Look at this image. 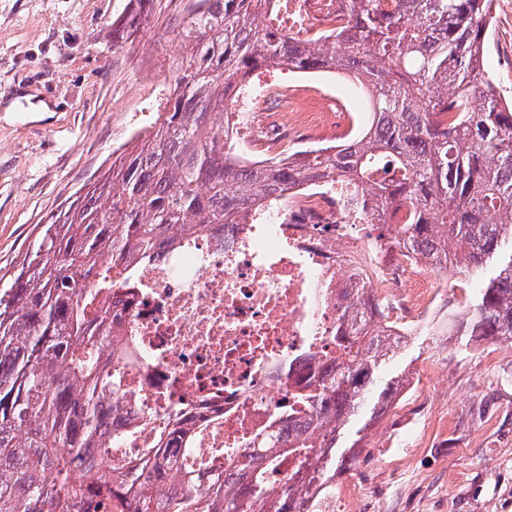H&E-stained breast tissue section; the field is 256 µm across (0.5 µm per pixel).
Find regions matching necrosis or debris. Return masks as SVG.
Masks as SVG:
<instances>
[{
    "instance_id": "4bbe7bcc",
    "label": "necrosis or debris",
    "mask_w": 512,
    "mask_h": 512,
    "mask_svg": "<svg viewBox=\"0 0 512 512\" xmlns=\"http://www.w3.org/2000/svg\"><path fill=\"white\" fill-rule=\"evenodd\" d=\"M265 18L273 29L300 23L302 38L323 41L345 13L338 0H277ZM265 95L249 82L234 91L235 128L252 133L240 159L276 161L343 138L326 100L285 91L281 112L271 114ZM373 212L360 188L334 178L250 208L238 223L162 240L148 261L126 265L104 254L113 289L99 302L115 325L112 373L125 397L109 423L118 444L98 449L101 466L149 447L178 417L189 437L170 453L180 462L193 457V474L207 485L294 394L335 373L352 303L393 337L433 329L440 272L403 246L402 205L382 224L371 223Z\"/></svg>"
}]
</instances>
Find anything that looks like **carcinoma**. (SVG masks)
<instances>
[{
	"label": "carcinoma",
	"mask_w": 512,
	"mask_h": 512,
	"mask_svg": "<svg viewBox=\"0 0 512 512\" xmlns=\"http://www.w3.org/2000/svg\"><path fill=\"white\" fill-rule=\"evenodd\" d=\"M132 2L135 13L112 29L114 46L134 41L152 0ZM492 3L396 0L389 10L345 0L346 26L317 43L272 34L257 0H200L182 21L167 110L51 217L0 288V512H310L336 473L350 470L361 432L401 388L379 380L397 347L367 318L336 376L297 396L302 423L284 421L287 432L262 438V453L239 454L203 494L166 453L164 431L110 471L95 453L112 445L120 390L102 353L112 337L97 301L109 287L101 256L145 260L164 235L235 224L250 204L299 181L361 182L379 220L405 200L406 249L483 282L459 324L465 345L512 347V97L486 66ZM261 66L353 74L370 95L371 122L332 153L237 165L226 152L225 103L236 79ZM312 448L310 472L269 480L271 467ZM163 463L176 481L165 511L151 487Z\"/></svg>",
	"instance_id": "1"
}]
</instances>
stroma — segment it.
Returning a JSON list of instances; mask_svg holds the SVG:
<instances>
[{"mask_svg":"<svg viewBox=\"0 0 512 512\" xmlns=\"http://www.w3.org/2000/svg\"><path fill=\"white\" fill-rule=\"evenodd\" d=\"M130 13V0H0V270H14L51 216L155 122L156 107L132 110L128 99L142 73L172 78L184 12L180 0H154L134 42L114 48L112 24ZM493 16L486 64L511 86L512 0H495ZM252 79L332 87L349 111L367 109L344 74L270 66ZM480 286L456 270L451 325L407 337L382 369L413 389L379 420L402 429L403 443L366 447L337 476L336 491L361 487L350 512H512V355L487 343L461 350L454 327Z\"/></svg>","mask_w":512,"mask_h":512,"instance_id":"35a3bbf8","label":"stroma"}]
</instances>
